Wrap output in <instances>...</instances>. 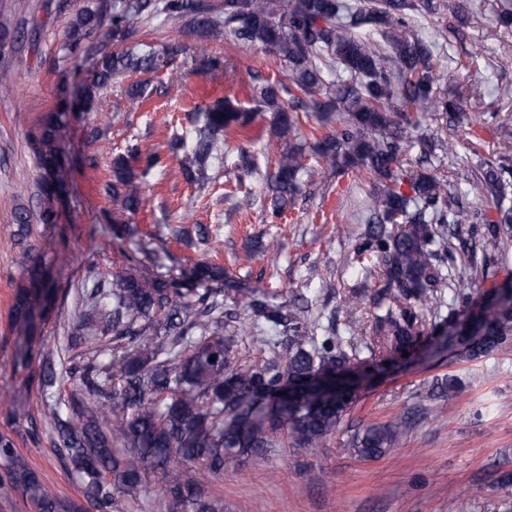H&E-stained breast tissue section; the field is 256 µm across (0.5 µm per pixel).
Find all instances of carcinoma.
Segmentation results:
<instances>
[{
    "label": "carcinoma",
    "instance_id": "carcinoma-1",
    "mask_svg": "<svg viewBox=\"0 0 512 512\" xmlns=\"http://www.w3.org/2000/svg\"><path fill=\"white\" fill-rule=\"evenodd\" d=\"M370 2L373 6L353 11L342 0H223L224 32L286 61L287 80L257 79L253 108L228 96L196 105L187 115L188 132L169 144L172 156L181 157L187 180L203 185L210 179L213 151L250 126L256 110L273 113L278 138L300 135L301 111L345 113L340 128L324 133L311 151L294 143L278 155L264 222L278 223L300 188L301 174H314L306 163L311 154L339 173L364 168L380 179L372 223L357 245L358 255L377 258L375 269L383 283L370 303V327L347 339L320 336V326L302 307L259 300L242 283L233 289L234 303L255 320L247 327L232 325L224 320L225 289L188 287L219 272L195 267L179 277H144L134 267L152 258V242L141 240L129 248L126 241L134 230L112 227V244L133 269L85 289L72 347L83 346L92 356L69 369L73 389L48 412L55 454L73 465L72 473L98 512H113L119 497L145 486L157 472L175 512H224L223 502L205 493V481L246 458L264 456L282 440L292 448L320 447L347 414L352 394L345 389L327 393L310 377L351 365L383 364L418 343L445 282L453 292L448 324L464 341L467 358L512 344V294L489 302L475 327L460 320L474 304L472 288L488 278L489 264L473 256L456 258L451 237L470 220L457 193L425 166L423 148L418 169L409 177L414 196L401 191L394 169L406 149L422 145L413 137L410 113L432 109L469 125L485 123L484 114L467 112L456 98L437 96L439 75L430 45L405 35L409 0ZM214 11L208 0H121L112 16V37L128 40L139 22L160 13L199 35L217 33ZM103 25L100 9L80 12L67 24L63 56L76 60L89 54L87 41ZM183 51L177 44L143 54L129 49L105 55L95 62L93 84L103 88L126 73L160 71ZM336 65L349 78L328 85L324 74ZM323 88L326 100L320 101L315 95ZM147 89L137 83L127 87L131 110L142 106ZM77 106L85 112L96 109L90 85L77 83L72 100L49 112L30 138L40 167L49 174L61 167L60 131ZM161 161L159 154H145L139 144L128 143L112 159L106 194L124 209L137 211L141 198L133 163L149 170ZM510 178L512 164L490 166L485 185L493 198H501ZM498 216L483 232L505 250L512 241V208L498 207ZM18 262L27 278L16 287L13 317L31 332L48 291L31 250H23ZM247 329L283 333L284 351L252 364L236 363V336ZM41 359L40 383L52 388L57 382L53 360L46 355ZM284 383L302 386L289 406L277 398ZM409 427L407 417L366 426L355 432L353 446L362 457L376 459L397 447ZM0 461L9 487L37 512H62L50 481L30 468L6 435L0 436Z\"/></svg>",
    "mask_w": 512,
    "mask_h": 512
}]
</instances>
